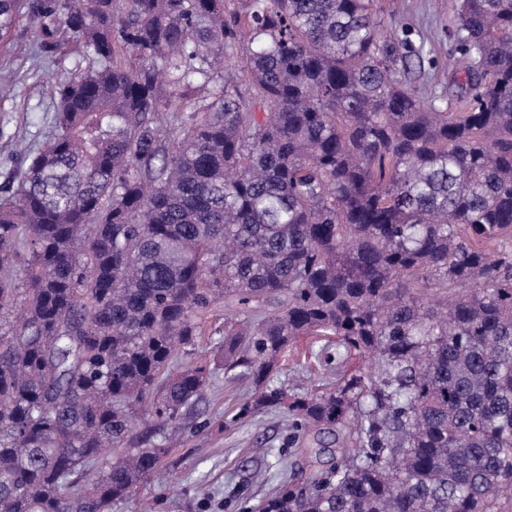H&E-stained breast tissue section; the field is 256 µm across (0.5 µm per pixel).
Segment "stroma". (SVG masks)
<instances>
[{"instance_id": "35a3bbf8", "label": "stroma", "mask_w": 512, "mask_h": 512, "mask_svg": "<svg viewBox=\"0 0 512 512\" xmlns=\"http://www.w3.org/2000/svg\"><path fill=\"white\" fill-rule=\"evenodd\" d=\"M455 0H379L381 14L394 29H406L424 64L419 84L426 93L447 92L462 64L449 37L455 19ZM34 37L28 26H20L8 53H0V73L10 72L14 92L0 103V184L17 183L26 159L22 142L42 143L46 122L54 110L56 83L78 74L74 57L53 63L34 59ZM224 324L223 310L211 312L206 333L195 350L181 357V364L210 363L216 370L194 410L179 427H156L155 443L175 438L176 445L155 470L152 480L129 499L115 504L112 512H258L280 481L279 457L292 456L307 466L305 440L297 438L279 411L251 420L236 414L251 392L248 380L230 379L220 369L224 338L217 330ZM336 354L332 336H309L291 351L275 385L303 392L333 380L319 361Z\"/></svg>"}]
</instances>
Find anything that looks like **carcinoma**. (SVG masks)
Wrapping results in <instances>:
<instances>
[{
    "instance_id": "obj_1",
    "label": "carcinoma",
    "mask_w": 512,
    "mask_h": 512,
    "mask_svg": "<svg viewBox=\"0 0 512 512\" xmlns=\"http://www.w3.org/2000/svg\"><path fill=\"white\" fill-rule=\"evenodd\" d=\"M74 55L0 195V512H112L224 375L313 435L261 512L512 505V0H458L461 110L377 0H0ZM336 337L322 390L270 384Z\"/></svg>"
}]
</instances>
